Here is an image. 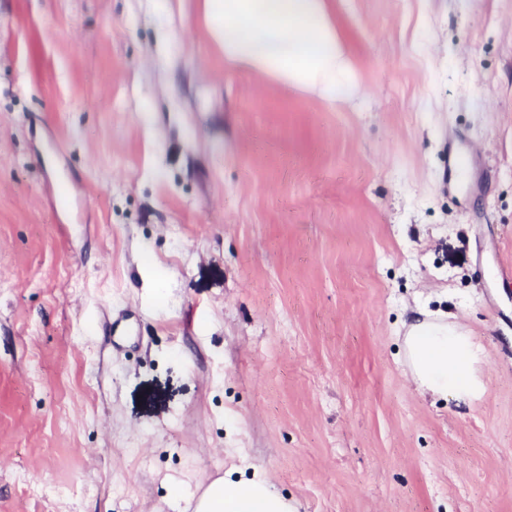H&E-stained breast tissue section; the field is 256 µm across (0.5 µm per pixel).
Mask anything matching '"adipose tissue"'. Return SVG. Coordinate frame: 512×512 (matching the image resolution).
Segmentation results:
<instances>
[{
	"label": "adipose tissue",
	"instance_id": "obj_1",
	"mask_svg": "<svg viewBox=\"0 0 512 512\" xmlns=\"http://www.w3.org/2000/svg\"><path fill=\"white\" fill-rule=\"evenodd\" d=\"M208 31L225 64L264 82L330 104L361 92L358 73L329 0H203ZM403 357L420 396H455L466 403L486 393L485 357L447 313L418 311L403 339ZM204 512H297L294 500L273 490L262 470L212 481Z\"/></svg>",
	"mask_w": 512,
	"mask_h": 512
}]
</instances>
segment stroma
<instances>
[{"instance_id": "obj_1", "label": "stroma", "mask_w": 512, "mask_h": 512, "mask_svg": "<svg viewBox=\"0 0 512 512\" xmlns=\"http://www.w3.org/2000/svg\"><path fill=\"white\" fill-rule=\"evenodd\" d=\"M333 3L348 105L202 0H0V512H512V0ZM416 308L480 401L416 393ZM450 318L455 316L418 310L403 339L404 361L420 396L474 403L486 393L484 353ZM253 468L249 477L228 472L212 481L199 506L206 512H297L295 501L273 490L264 472Z\"/></svg>"}]
</instances>
